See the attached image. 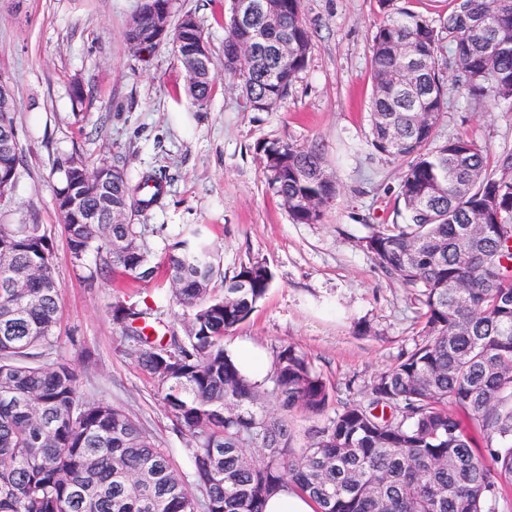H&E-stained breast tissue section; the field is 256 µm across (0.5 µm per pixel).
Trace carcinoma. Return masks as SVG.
Segmentation results:
<instances>
[{"mask_svg": "<svg viewBox=\"0 0 512 512\" xmlns=\"http://www.w3.org/2000/svg\"><path fill=\"white\" fill-rule=\"evenodd\" d=\"M256 2L266 8L243 24L229 17L224 75L247 108L271 112L305 69L312 38L302 0ZM379 2L386 19L372 38L370 145L406 163L396 190L403 222L363 241L387 274L417 289L421 342L373 378L367 402L344 405L296 451L289 417L322 414L330 386L293 345L276 352L262 381L240 373L224 335L264 298L273 274L243 264L215 293V256L190 231L163 258L190 315L186 334L151 338L150 313L133 305H116L114 317L191 434V486L137 419L86 399L75 369L50 359L61 294L52 241L34 219L0 224V512H265L267 498L286 487L309 496L315 512H492L512 486V153L492 162L466 136L434 142L448 90L512 102V0H448L437 17ZM203 37L185 14L166 40L183 56ZM126 40L149 52L158 46L146 27L127 30ZM213 69L210 59L187 77L199 107ZM255 151L292 220L322 222L338 191L337 181L318 176L328 170L324 146L275 140ZM23 159L12 113L0 112V161L8 163L0 174ZM101 168L112 173L104 194L124 212L121 224L100 210L99 193L71 158L58 163L57 207L80 195L83 209L98 214L94 224L64 220L71 259L99 257L91 281L118 271L149 282L157 264L136 221L158 203L162 182L146 176L133 186L123 167ZM239 278L250 288L236 295L230 285ZM463 415L479 426L483 452Z\"/></svg>", "mask_w": 512, "mask_h": 512, "instance_id": "cac0c4a2", "label": "carcinoma"}]
</instances>
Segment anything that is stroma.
Segmentation results:
<instances>
[{"mask_svg":"<svg viewBox=\"0 0 512 512\" xmlns=\"http://www.w3.org/2000/svg\"><path fill=\"white\" fill-rule=\"evenodd\" d=\"M138 7L139 0H0V76L12 89L25 150L0 224H19L31 214L51 237L62 287L53 354L77 371L81 393L125 408L189 480L190 437L113 316L115 304H133L181 335L183 309L168 277L92 282L94 256L84 266L73 264L55 201L61 159L77 154L92 166L116 160L134 183L149 174L161 178V203L139 220L153 256L197 228L219 262V276H233L249 262L270 268L265 298L225 335L224 345L250 341L270 355L295 346L332 386L324 414H293V447H302L308 431L343 405L363 402L370 379L419 342L423 321L411 289L363 246L371 225L395 222L404 168L367 145L372 34L383 19L378 0H303L313 49L272 112L246 108L224 79L230 0H173V17L195 15L215 62L203 107L187 96L186 72L172 45L142 60L126 41ZM78 86L85 93L79 108L72 103ZM459 134L494 156L512 151V104L452 97L437 137ZM281 139L325 147L339 193L322 223H295L268 188L254 146Z\"/></svg>","mask_w":512,"mask_h":512,"instance_id":"1","label":"stroma"}]
</instances>
